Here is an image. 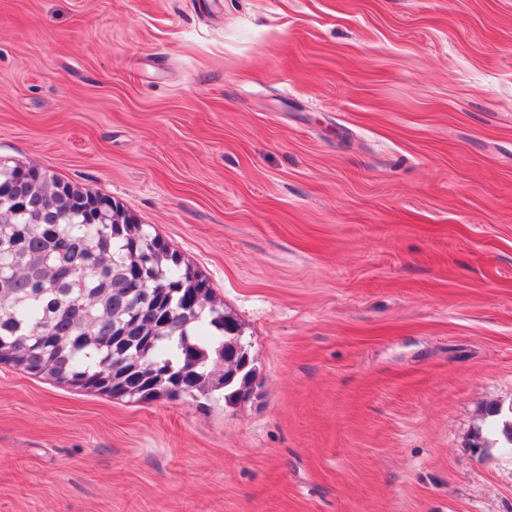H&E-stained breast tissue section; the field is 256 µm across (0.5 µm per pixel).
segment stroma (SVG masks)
<instances>
[{
	"mask_svg": "<svg viewBox=\"0 0 512 512\" xmlns=\"http://www.w3.org/2000/svg\"><path fill=\"white\" fill-rule=\"evenodd\" d=\"M0 160L128 207L261 378L0 364V512H512V0H0Z\"/></svg>",
	"mask_w": 512,
	"mask_h": 512,
	"instance_id": "obj_1",
	"label": "stroma"
}]
</instances>
